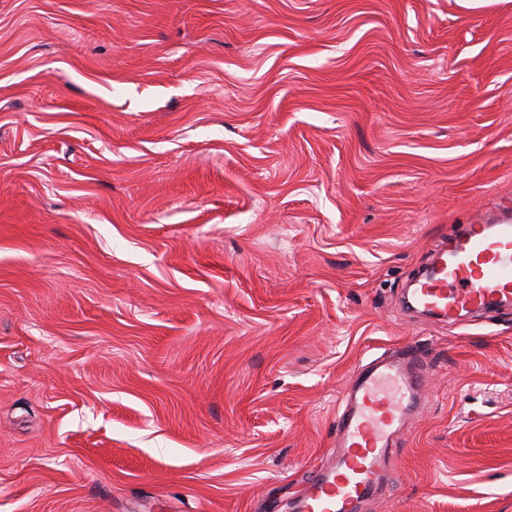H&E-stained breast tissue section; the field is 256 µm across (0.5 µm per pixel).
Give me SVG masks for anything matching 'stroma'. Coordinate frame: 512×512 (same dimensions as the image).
Instances as JSON below:
<instances>
[{
    "label": "stroma",
    "mask_w": 512,
    "mask_h": 512,
    "mask_svg": "<svg viewBox=\"0 0 512 512\" xmlns=\"http://www.w3.org/2000/svg\"><path fill=\"white\" fill-rule=\"evenodd\" d=\"M498 209L512 0H0V512H270L413 340L361 512H512V305L403 308Z\"/></svg>",
    "instance_id": "stroma-1"
}]
</instances>
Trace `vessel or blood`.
Returning <instances> with one entry per match:
<instances>
[{"mask_svg": "<svg viewBox=\"0 0 512 512\" xmlns=\"http://www.w3.org/2000/svg\"><path fill=\"white\" fill-rule=\"evenodd\" d=\"M414 303L456 321L461 313L512 304V216L449 228ZM421 351L410 344L392 359L358 370L336 417V440L290 512H359L391 478L394 437L422 400Z\"/></svg>", "mask_w": 512, "mask_h": 512, "instance_id": "1", "label": "vessel or blood"}]
</instances>
